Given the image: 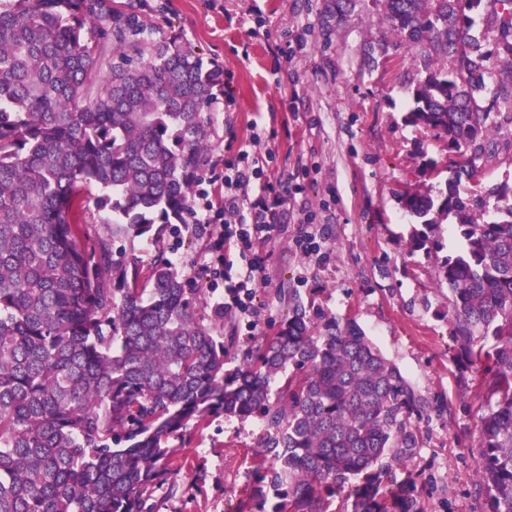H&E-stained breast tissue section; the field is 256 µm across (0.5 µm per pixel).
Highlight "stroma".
Segmentation results:
<instances>
[{"instance_id": "stroma-1", "label": "stroma", "mask_w": 512, "mask_h": 512, "mask_svg": "<svg viewBox=\"0 0 512 512\" xmlns=\"http://www.w3.org/2000/svg\"><path fill=\"white\" fill-rule=\"evenodd\" d=\"M134 5L153 41L193 47L230 75L212 91L207 151L194 184L214 206L224 203V162L242 144L268 158L264 180L291 187L279 232L262 248L265 278L249 314L224 318L236 359L255 352L288 317L291 299L354 320L395 363L423 405L410 416L419 448L409 468L391 465L387 490L417 473V512H486L477 476L478 423L489 392L468 370L448 319L452 296L437 276L435 253L409 251L415 219L398 194L412 184L438 192L445 176L419 170L420 153L447 165L458 160L446 140L407 123L411 89L421 77L414 53L393 47L369 58L364 48L388 30L381 0H357L346 19L323 26L329 0H104ZM489 157L457 190L512 186V105L499 103ZM216 227L164 224L158 239H114V254L138 258L149 271L157 253L172 260L211 317L224 294L212 283L210 244ZM312 236L318 249L297 242ZM266 431L255 418L215 415L173 439L180 474L156 492L151 512H233L254 487Z\"/></svg>"}]
</instances>
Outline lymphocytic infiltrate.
<instances>
[{
    "label": "lymphocytic infiltrate",
    "mask_w": 512,
    "mask_h": 512,
    "mask_svg": "<svg viewBox=\"0 0 512 512\" xmlns=\"http://www.w3.org/2000/svg\"><path fill=\"white\" fill-rule=\"evenodd\" d=\"M224 167V206L216 209L204 204L200 221L220 227L211 246L215 256L211 275L224 282V309L245 314L251 308L252 286L265 269L258 248L276 231L283 198L272 185L259 183L260 168L251 163L249 151H241L237 160L225 162ZM254 182L259 185L257 194H246V187ZM231 247L249 254L245 268L234 269L226 255Z\"/></svg>",
    "instance_id": "1"
}]
</instances>
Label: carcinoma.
<instances>
[{
  "label": "carcinoma",
  "instance_id": "1",
  "mask_svg": "<svg viewBox=\"0 0 512 512\" xmlns=\"http://www.w3.org/2000/svg\"><path fill=\"white\" fill-rule=\"evenodd\" d=\"M478 8L497 31L491 50L469 34L466 10ZM384 9L394 44L423 46L408 121L461 153L448 184L472 177L490 152L494 105L512 104V0ZM145 33L135 11L98 0H0V512H150L178 476L171 439L219 413L267 430L271 462L234 512H324L362 473L354 512H412L380 474L385 456L415 455L407 421L420 401L355 322L296 301L229 368L224 329L198 315L171 260L156 256L145 289L137 261L114 258L115 237L186 223L221 79L192 47ZM108 42L112 58L95 56ZM492 78V105L479 110ZM92 187L107 227L87 246L71 216ZM399 197L420 219L410 250H443L450 214L465 241L437 273L463 357L488 374L477 462L488 512H512V207L480 222L452 189Z\"/></svg>",
  "mask_w": 512,
  "mask_h": 512
}]
</instances>
